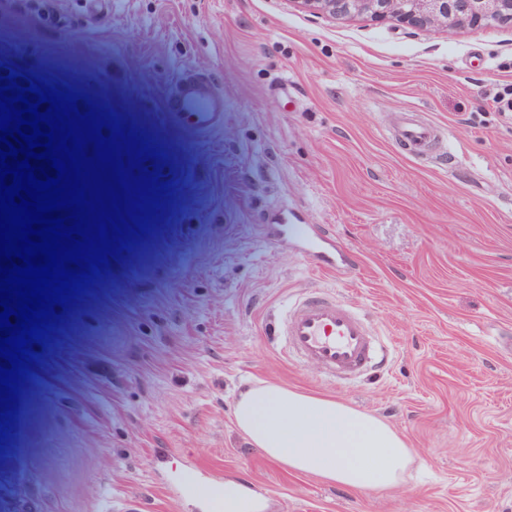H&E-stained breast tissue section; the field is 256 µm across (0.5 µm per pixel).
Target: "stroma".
Here are the masks:
<instances>
[{
    "label": "stroma",
    "mask_w": 512,
    "mask_h": 512,
    "mask_svg": "<svg viewBox=\"0 0 512 512\" xmlns=\"http://www.w3.org/2000/svg\"><path fill=\"white\" fill-rule=\"evenodd\" d=\"M0 0V64L89 96L160 152L148 233L58 325L21 389L36 413L0 448V512H208L184 474L251 483L267 512H512V28L418 31L292 0ZM190 72L224 129L186 125ZM432 123L424 157L391 136ZM293 217L359 261L316 271ZM311 290L366 317L383 366L337 381L275 326ZM264 379L370 412L408 442L407 477L352 494L246 447L241 384Z\"/></svg>",
    "instance_id": "35a3bbf8"
}]
</instances>
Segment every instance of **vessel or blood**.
<instances>
[{"mask_svg": "<svg viewBox=\"0 0 512 512\" xmlns=\"http://www.w3.org/2000/svg\"><path fill=\"white\" fill-rule=\"evenodd\" d=\"M176 101L186 121L201 134L223 127L221 98L204 76L187 74L178 87ZM392 134L416 156L430 153L436 139L433 125L409 113L400 115ZM281 332L293 353L333 378L367 372L384 358L362 318L327 294L296 304L287 312ZM189 492L213 507L222 499L224 486L193 479Z\"/></svg>", "mask_w": 512, "mask_h": 512, "instance_id": "b4317fda", "label": "vessel or blood"}]
</instances>
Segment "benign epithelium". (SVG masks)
<instances>
[{
  "label": "benign epithelium",
  "mask_w": 512,
  "mask_h": 512,
  "mask_svg": "<svg viewBox=\"0 0 512 512\" xmlns=\"http://www.w3.org/2000/svg\"><path fill=\"white\" fill-rule=\"evenodd\" d=\"M334 19L369 18L426 30L512 26V0H291Z\"/></svg>",
  "instance_id": "1"
}]
</instances>
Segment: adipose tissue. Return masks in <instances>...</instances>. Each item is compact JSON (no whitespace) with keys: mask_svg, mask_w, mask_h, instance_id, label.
<instances>
[{"mask_svg":"<svg viewBox=\"0 0 512 512\" xmlns=\"http://www.w3.org/2000/svg\"><path fill=\"white\" fill-rule=\"evenodd\" d=\"M233 416L246 443L271 460L354 494L397 486L411 462L406 441L382 419L276 381L249 383Z\"/></svg>","mask_w":512,"mask_h":512,"instance_id":"adipose-tissue-1","label":"adipose tissue"}]
</instances>
